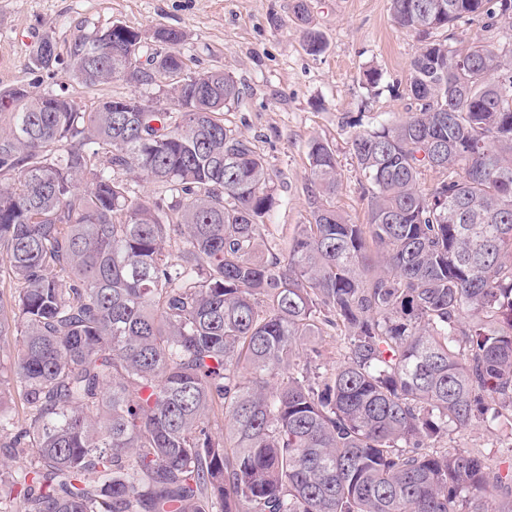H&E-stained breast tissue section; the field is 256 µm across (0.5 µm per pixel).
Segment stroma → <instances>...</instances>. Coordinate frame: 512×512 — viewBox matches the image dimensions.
<instances>
[{
    "mask_svg": "<svg viewBox=\"0 0 512 512\" xmlns=\"http://www.w3.org/2000/svg\"><path fill=\"white\" fill-rule=\"evenodd\" d=\"M308 3L311 24L326 41L317 56L305 48L292 0H0V91L22 86L36 95H64L87 110L112 96L152 98L158 86L117 80L86 88L67 67L69 49L80 36L116 23L146 33L182 32L179 49L192 69L224 70L241 90L224 122L254 142L273 173L280 204L268 220L272 238L283 240L307 221L308 151L315 139L336 151L341 183L333 204L362 224L365 202L350 139L406 112L408 66L421 42L395 25L389 0ZM46 36L55 41L59 62L39 70L30 56ZM369 67L382 73L373 89L360 82Z\"/></svg>",
    "mask_w": 512,
    "mask_h": 512,
    "instance_id": "stroma-1",
    "label": "stroma"
}]
</instances>
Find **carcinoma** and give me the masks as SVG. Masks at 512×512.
Returning <instances> with one entry per match:
<instances>
[{
    "mask_svg": "<svg viewBox=\"0 0 512 512\" xmlns=\"http://www.w3.org/2000/svg\"><path fill=\"white\" fill-rule=\"evenodd\" d=\"M390 11L423 43L414 107L350 141L366 223L331 203L335 150L315 140L284 248L267 162L224 123L238 84L192 70L182 33L154 31L147 76L127 26L69 50L87 88L181 75L171 98L88 112L0 92V453L21 461L0 469V512H512V462L491 478L448 445L512 423V50L432 38L464 18L512 31V0ZM293 13L322 53L307 0ZM327 326L331 368L300 353Z\"/></svg>",
    "mask_w": 512,
    "mask_h": 512,
    "instance_id": "obj_1",
    "label": "carcinoma"
}]
</instances>
